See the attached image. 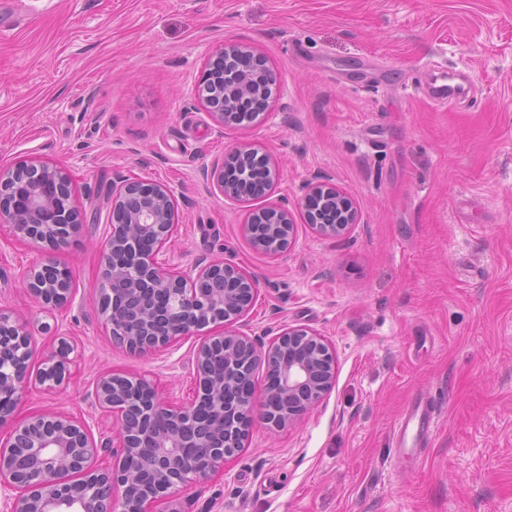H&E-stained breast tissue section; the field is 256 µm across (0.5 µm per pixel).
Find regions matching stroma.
Segmentation results:
<instances>
[{"instance_id":"stroma-1","label":"stroma","mask_w":512,"mask_h":512,"mask_svg":"<svg viewBox=\"0 0 512 512\" xmlns=\"http://www.w3.org/2000/svg\"><path fill=\"white\" fill-rule=\"evenodd\" d=\"M0 0V168L64 166L97 221L54 259L73 297L44 312L19 278L41 254L0 225V308L42 351L74 347L60 391L27 388L17 414L116 425L93 405L106 372L140 374L189 401L198 337L138 356L97 313L113 180L170 185L178 220L159 259L241 266L259 283L244 330L270 341L309 328L336 354V383L295 429L254 426L178 512H512V0ZM253 45L279 72L267 117L219 128L196 100L208 52ZM467 72L456 106L434 104L426 65ZM248 140L281 165L272 200L333 178L357 207L342 238L304 217L286 253L242 236L265 200L229 201L201 170ZM439 410L418 457L395 458L391 428L411 401Z\"/></svg>"}]
</instances>
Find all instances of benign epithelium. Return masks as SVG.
Instances as JSON below:
<instances>
[{
	"label": "benign epithelium",
	"mask_w": 512,
	"mask_h": 512,
	"mask_svg": "<svg viewBox=\"0 0 512 512\" xmlns=\"http://www.w3.org/2000/svg\"><path fill=\"white\" fill-rule=\"evenodd\" d=\"M249 58L265 77L267 86L277 72L252 46L225 41L208 56L202 81L212 79L218 68ZM249 83L224 88L231 100L251 97ZM218 127L229 125L222 100L200 95ZM263 159L267 180L276 181L279 165L271 155L251 143H241L215 159L203 176L224 197L240 199L241 187L227 177L229 166ZM112 212L126 210L124 222L110 224L101 252L98 315L112 339L130 353L143 355L166 348L183 336H194L213 326L221 332L205 337L192 358L195 395L183 405L161 397L148 379L107 373L94 387L95 405L116 418L118 445L112 448V468L95 465L100 448L85 427L58 412L18 418L19 392L30 381L17 373L0 353V429L9 427L0 440V490H15L12 512H165L172 490L188 487L238 456L255 421L271 431L290 430L330 393L336 382V357L320 335L289 327L265 343L235 328L252 308L257 283L241 267L224 262L197 263L186 271L160 264L156 256L168 243L167 228L174 223L177 204L174 190L161 182H112ZM299 206L308 224L320 235L340 238L357 221V211L327 177H316L303 187ZM86 217L75 205L68 171L58 165L22 161L0 169V224L44 252L53 250L75 234ZM242 235L262 253L279 255L291 243L296 224L281 203L271 204L241 224ZM155 240L152 250H137V237ZM132 254L125 266H114L115 251ZM32 298L44 309L68 304L73 271L46 255L22 274ZM164 291L170 299L168 321L159 330L141 326L120 315L115 302L122 295H136L143 288ZM8 335L14 355L30 363L36 355L26 324L0 309V339ZM224 352V370L211 369L209 360ZM71 346L63 339L43 356L36 381L48 390L63 387L70 375ZM266 369L262 387L255 372ZM282 400L279 409L266 406L269 393ZM205 403L214 423L210 436L197 434V407Z\"/></svg>",
	"instance_id": "obj_1"
}]
</instances>
